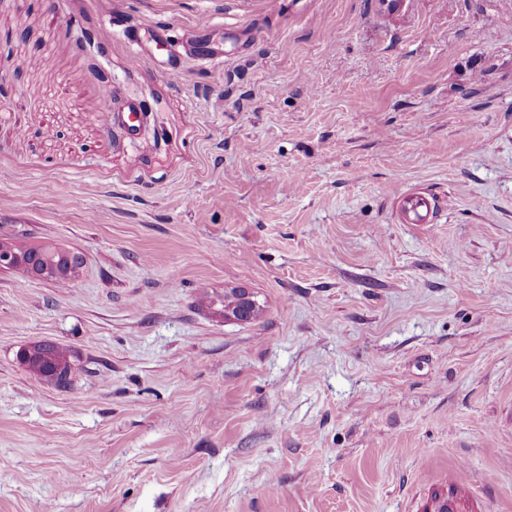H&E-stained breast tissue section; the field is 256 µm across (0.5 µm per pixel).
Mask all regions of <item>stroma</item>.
Returning <instances> with one entry per match:
<instances>
[{
	"instance_id": "35a3bbf8",
	"label": "stroma",
	"mask_w": 512,
	"mask_h": 512,
	"mask_svg": "<svg viewBox=\"0 0 512 512\" xmlns=\"http://www.w3.org/2000/svg\"><path fill=\"white\" fill-rule=\"evenodd\" d=\"M15 241L0 512H512V0H0ZM16 251H22L24 256H27L31 253H36L40 257V263L43 266L46 264L53 265L55 263L61 262H65L66 264L72 262L78 266L81 264V257L78 254L71 253L70 251L53 245L33 246L20 244L16 247Z\"/></svg>"
}]
</instances>
